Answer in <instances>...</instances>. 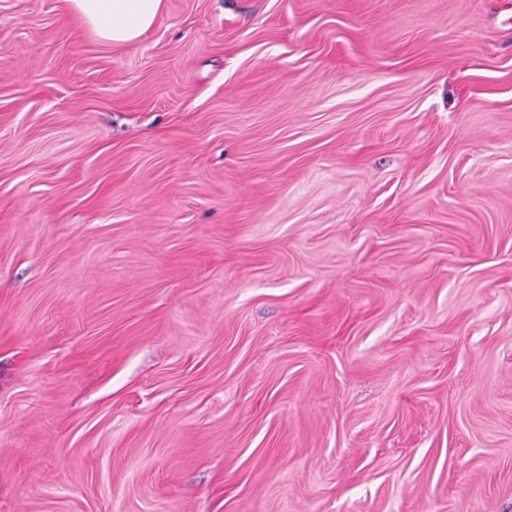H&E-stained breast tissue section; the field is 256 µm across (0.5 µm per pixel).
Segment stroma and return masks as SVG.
Segmentation results:
<instances>
[{"label": "stroma", "instance_id": "stroma-1", "mask_svg": "<svg viewBox=\"0 0 512 512\" xmlns=\"http://www.w3.org/2000/svg\"><path fill=\"white\" fill-rule=\"evenodd\" d=\"M0 512H512V0H0ZM69 11L111 45L139 41L156 22L162 0H67Z\"/></svg>", "mask_w": 512, "mask_h": 512}]
</instances>
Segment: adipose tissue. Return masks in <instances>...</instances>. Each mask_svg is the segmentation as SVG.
Segmentation results:
<instances>
[{"label":"adipose tissue","mask_w":512,"mask_h":512,"mask_svg":"<svg viewBox=\"0 0 512 512\" xmlns=\"http://www.w3.org/2000/svg\"><path fill=\"white\" fill-rule=\"evenodd\" d=\"M70 12L111 45L139 41L156 22L162 0H67Z\"/></svg>","instance_id":"1"}]
</instances>
